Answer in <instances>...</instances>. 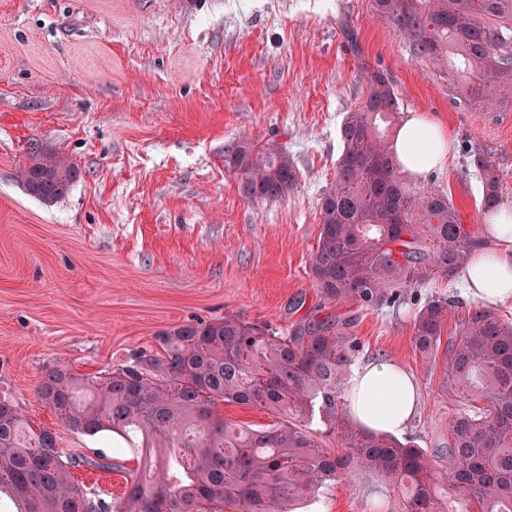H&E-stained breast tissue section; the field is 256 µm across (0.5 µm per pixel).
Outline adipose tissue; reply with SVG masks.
<instances>
[{
	"label": "adipose tissue",
	"mask_w": 512,
	"mask_h": 512,
	"mask_svg": "<svg viewBox=\"0 0 512 512\" xmlns=\"http://www.w3.org/2000/svg\"><path fill=\"white\" fill-rule=\"evenodd\" d=\"M450 146L448 131L422 114L401 126L394 142L403 172L419 178L444 165ZM494 226L484 244L473 249L461 279L469 294L483 306L512 302V207L503 206L490 216ZM419 402L412 376L392 362L365 365L347 392V408L364 427L394 434L404 431Z\"/></svg>",
	"instance_id": "1"
}]
</instances>
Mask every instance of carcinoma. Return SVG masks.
<instances>
[{
  "instance_id": "obj_1",
  "label": "carcinoma",
  "mask_w": 512,
  "mask_h": 512,
  "mask_svg": "<svg viewBox=\"0 0 512 512\" xmlns=\"http://www.w3.org/2000/svg\"><path fill=\"white\" fill-rule=\"evenodd\" d=\"M376 14L411 40L419 54L448 68L486 108L512 97V0H372ZM367 94L340 128L336 178L321 198V230L310 254L320 294L336 304L372 306L400 288L455 278L476 235L448 196H416L390 144L399 103L392 80L365 70ZM225 165L240 175L248 199L276 200L294 189L292 159L275 144L236 143ZM483 208L500 203L496 169L481 154ZM77 175L55 154H33L17 180L51 203ZM453 305L431 299L415 312L412 345L458 403L446 454H431L388 434L367 431L336 411V391L351 363L349 339L332 320L280 331L236 315L163 330L159 350L92 378L51 369L38 398L74 433H113L141 449L149 476L129 473L117 508L76 482L70 468L114 469L103 455L71 458L49 429L34 428L0 395V496L16 512H289L291 500L336 484L351 468L380 473L401 488L406 512H512V319L489 309L467 314L442 341ZM221 402L252 405L279 421L241 429L218 413ZM320 411L346 452L320 445L308 421ZM452 502L436 496L438 475Z\"/></svg>"
}]
</instances>
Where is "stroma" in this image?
I'll return each mask as SVG.
<instances>
[{
  "label": "stroma",
  "mask_w": 512,
  "mask_h": 512,
  "mask_svg": "<svg viewBox=\"0 0 512 512\" xmlns=\"http://www.w3.org/2000/svg\"><path fill=\"white\" fill-rule=\"evenodd\" d=\"M368 68L388 73L402 114L423 113L451 135L446 166L415 190L446 193L477 228V149L512 206V102L496 112L456 105L449 71L416 54L371 0H0V393L57 433L64 452L119 464L74 468L76 482L121 502L141 456L70 431L36 395L47 371L92 377L155 348L160 331L227 315L280 330L308 317L344 324L353 369L394 361L417 384L400 441L447 445L457 406L412 347L413 311L433 297L454 302L450 333L475 300L439 277L401 289L397 305H339L310 274L340 127L366 94ZM243 140L292 157L287 197L240 193L224 153ZM39 152L78 170L51 204L16 178ZM293 512H403L402 494L354 468Z\"/></svg>",
  "instance_id": "1"
}]
</instances>
